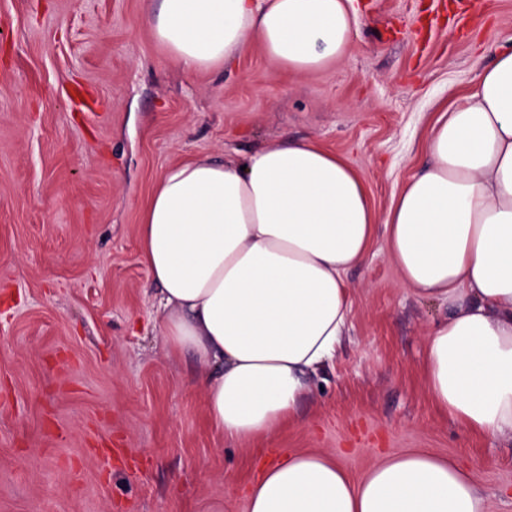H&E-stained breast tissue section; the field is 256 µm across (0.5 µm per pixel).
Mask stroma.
Masks as SVG:
<instances>
[{"mask_svg": "<svg viewBox=\"0 0 512 512\" xmlns=\"http://www.w3.org/2000/svg\"><path fill=\"white\" fill-rule=\"evenodd\" d=\"M357 4L350 54L327 71L286 74L251 46L189 74L152 38L149 0H0V512H247L265 455L324 453L358 481L411 448L512 512V438L471 435L429 398L425 333L448 310L400 287L384 234L346 276L349 329L301 423L272 439L213 430L199 365L155 326L137 232L166 167L311 139L385 213L435 112L512 37V0L463 16L455 0Z\"/></svg>", "mask_w": 512, "mask_h": 512, "instance_id": "obj_1", "label": "stroma"}]
</instances>
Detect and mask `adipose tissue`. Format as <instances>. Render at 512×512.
I'll return each instance as SVG.
<instances>
[{
  "instance_id": "obj_1",
  "label": "adipose tissue",
  "mask_w": 512,
  "mask_h": 512,
  "mask_svg": "<svg viewBox=\"0 0 512 512\" xmlns=\"http://www.w3.org/2000/svg\"><path fill=\"white\" fill-rule=\"evenodd\" d=\"M356 20L353 0H159L147 25L192 74L252 42L278 69L318 73L348 54ZM424 152L382 214L358 171L310 140L161 173L141 212V260L160 334L203 368L220 434L269 438L298 421L349 321L345 273L366 262L380 224L402 286L449 309L426 337L434 404L467 432L512 436V44L440 112ZM248 512H488V502L476 474L421 450L377 461L357 483L330 457L288 452L264 460Z\"/></svg>"
}]
</instances>
